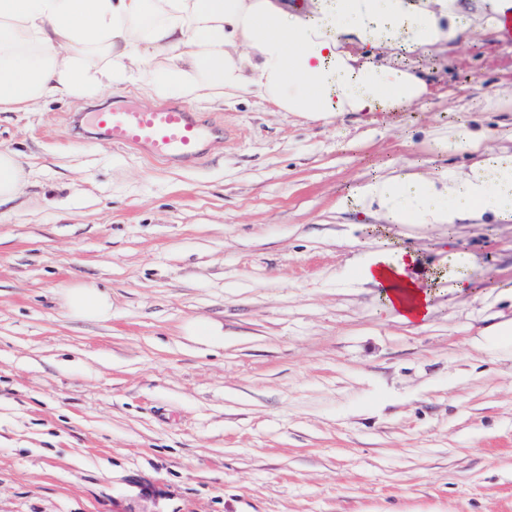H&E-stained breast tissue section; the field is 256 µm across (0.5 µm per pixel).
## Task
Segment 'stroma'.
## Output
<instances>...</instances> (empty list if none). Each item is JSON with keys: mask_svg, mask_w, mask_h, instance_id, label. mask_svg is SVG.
<instances>
[{"mask_svg": "<svg viewBox=\"0 0 512 512\" xmlns=\"http://www.w3.org/2000/svg\"><path fill=\"white\" fill-rule=\"evenodd\" d=\"M413 116L327 123L248 93L191 102L228 131L199 167L81 139L70 116L135 85L0 112L25 176L0 207V512H512V219L397 226L463 274L424 327L352 271L379 242L338 206L438 151L464 113L512 151V41L420 56ZM109 288L107 322L57 293ZM223 325V346L186 336Z\"/></svg>", "mask_w": 512, "mask_h": 512, "instance_id": "35a3bbf8", "label": "stroma"}]
</instances>
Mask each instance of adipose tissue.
<instances>
[{
	"instance_id": "obj_1",
	"label": "adipose tissue",
	"mask_w": 512,
	"mask_h": 512,
	"mask_svg": "<svg viewBox=\"0 0 512 512\" xmlns=\"http://www.w3.org/2000/svg\"><path fill=\"white\" fill-rule=\"evenodd\" d=\"M512 38V0H0V112L132 83L144 98L220 100L252 93L312 120L408 112L430 93L413 57L458 41L473 21ZM467 172L394 169L356 186L383 247L357 271L398 323L420 327L443 275L395 246L393 226L512 218V153ZM74 320L112 318V294L75 281L59 292Z\"/></svg>"
}]
</instances>
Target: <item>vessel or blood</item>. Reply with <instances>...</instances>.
Here are the masks:
<instances>
[{"instance_id": "vessel-or-blood-1", "label": "vessel or blood", "mask_w": 512, "mask_h": 512, "mask_svg": "<svg viewBox=\"0 0 512 512\" xmlns=\"http://www.w3.org/2000/svg\"><path fill=\"white\" fill-rule=\"evenodd\" d=\"M92 126L96 138L183 167L204 162L222 134L219 124L175 102L144 107L116 101L93 114Z\"/></svg>"}]
</instances>
